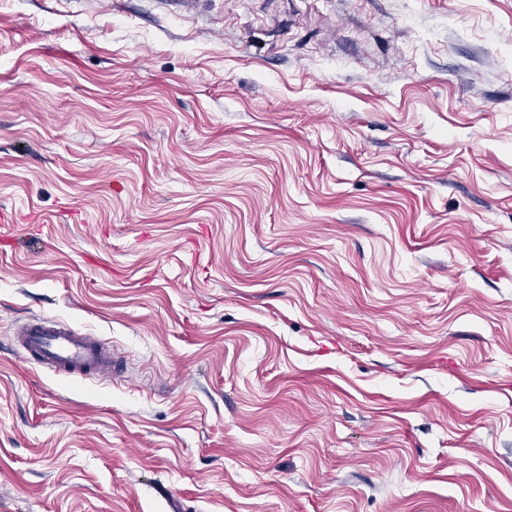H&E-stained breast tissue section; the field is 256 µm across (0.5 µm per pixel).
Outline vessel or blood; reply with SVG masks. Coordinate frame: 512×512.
Segmentation results:
<instances>
[{
	"label": "vessel or blood",
	"mask_w": 512,
	"mask_h": 512,
	"mask_svg": "<svg viewBox=\"0 0 512 512\" xmlns=\"http://www.w3.org/2000/svg\"><path fill=\"white\" fill-rule=\"evenodd\" d=\"M17 342L28 362L68 377L116 378L117 358L97 337L81 334L52 318H38L23 326Z\"/></svg>",
	"instance_id": "b4317fda"
}]
</instances>
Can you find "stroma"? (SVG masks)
<instances>
[{
  "mask_svg": "<svg viewBox=\"0 0 512 512\" xmlns=\"http://www.w3.org/2000/svg\"><path fill=\"white\" fill-rule=\"evenodd\" d=\"M0 512H512V0H0ZM17 342L28 362L68 377L121 376L117 358L96 336L81 334L52 318L23 326Z\"/></svg>",
  "mask_w": 512,
  "mask_h": 512,
  "instance_id": "1",
  "label": "stroma"
}]
</instances>
